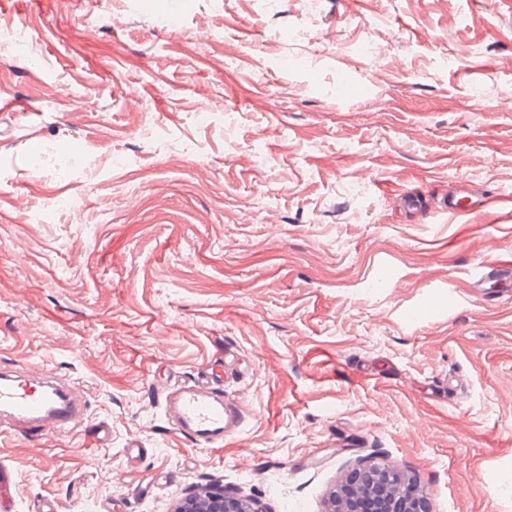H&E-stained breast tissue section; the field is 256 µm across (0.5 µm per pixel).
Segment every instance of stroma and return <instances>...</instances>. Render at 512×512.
<instances>
[{
    "label": "stroma",
    "instance_id": "35a3bbf8",
    "mask_svg": "<svg viewBox=\"0 0 512 512\" xmlns=\"http://www.w3.org/2000/svg\"><path fill=\"white\" fill-rule=\"evenodd\" d=\"M172 5L0 0V98L29 104L0 116V366L81 381L112 428L0 434L15 512H171L211 481L321 512L377 456L432 512H512V291L473 287L512 280V205L439 211L461 179L512 196V0ZM229 347L245 421L204 447L157 377Z\"/></svg>",
    "mask_w": 512,
    "mask_h": 512
}]
</instances>
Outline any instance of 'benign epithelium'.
<instances>
[{
  "mask_svg": "<svg viewBox=\"0 0 512 512\" xmlns=\"http://www.w3.org/2000/svg\"><path fill=\"white\" fill-rule=\"evenodd\" d=\"M428 501L429 494L415 475L385 459H375L347 472L330 489L323 512H356L363 502L390 512H427ZM174 512H263V507L254 498L205 484L180 499Z\"/></svg>",
  "mask_w": 512,
  "mask_h": 512,
  "instance_id": "benign-epithelium-1",
  "label": "benign epithelium"
}]
</instances>
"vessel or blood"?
I'll use <instances>...</instances> for the list:
<instances>
[{"instance_id":"vessel-or-blood-1","label":"vessel or blood","mask_w":512,"mask_h":512,"mask_svg":"<svg viewBox=\"0 0 512 512\" xmlns=\"http://www.w3.org/2000/svg\"><path fill=\"white\" fill-rule=\"evenodd\" d=\"M493 204L492 198L472 194L469 181L461 180L440 211L454 220L482 213ZM163 409L176 434L208 447L222 444L244 423L242 411L226 399L223 377L211 362L202 364L192 379L170 387ZM0 426L24 436L86 428L98 444L111 439L106 423L89 422L81 386L38 368L0 370Z\"/></svg>"}]
</instances>
